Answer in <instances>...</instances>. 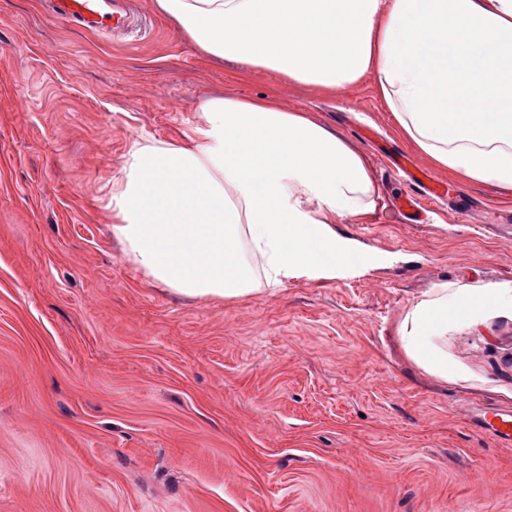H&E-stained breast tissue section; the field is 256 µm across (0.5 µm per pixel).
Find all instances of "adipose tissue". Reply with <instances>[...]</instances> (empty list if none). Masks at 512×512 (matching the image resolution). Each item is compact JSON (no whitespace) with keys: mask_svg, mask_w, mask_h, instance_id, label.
Returning <instances> with one entry per match:
<instances>
[{"mask_svg":"<svg viewBox=\"0 0 512 512\" xmlns=\"http://www.w3.org/2000/svg\"><path fill=\"white\" fill-rule=\"evenodd\" d=\"M205 55L324 91L373 76L399 132L434 166L512 190V0H156ZM207 127L133 142L112 191L114 236L173 292L236 300L259 274L332 277L361 261L339 217L377 192L363 157L274 97L199 103ZM512 316V287L440 284L399 325L407 355L445 381L448 331Z\"/></svg>","mask_w":512,"mask_h":512,"instance_id":"1","label":"adipose tissue"}]
</instances>
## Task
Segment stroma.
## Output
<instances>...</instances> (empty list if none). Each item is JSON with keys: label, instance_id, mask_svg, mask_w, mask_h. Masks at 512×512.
Instances as JSON below:
<instances>
[{"label": "stroma", "instance_id": "35a3bbf8", "mask_svg": "<svg viewBox=\"0 0 512 512\" xmlns=\"http://www.w3.org/2000/svg\"><path fill=\"white\" fill-rule=\"evenodd\" d=\"M94 35L0 0V512H512V318L448 332L463 383L398 336L435 285L512 283V193L434 168L368 76L326 94L201 54L133 0ZM275 94L369 163L373 211L336 219L367 257L333 278L176 294L128 261L108 203L133 139L205 127L198 103ZM441 183L421 224L389 206ZM482 430L504 444H512V416L499 412L486 413L478 421Z\"/></svg>", "mask_w": 512, "mask_h": 512}]
</instances>
